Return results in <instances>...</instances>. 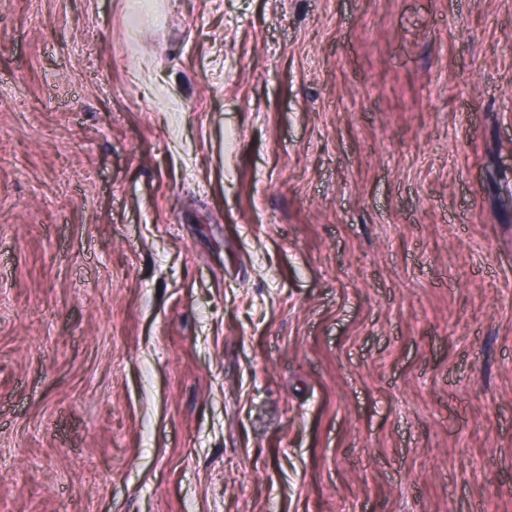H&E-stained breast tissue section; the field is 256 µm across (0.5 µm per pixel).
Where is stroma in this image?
I'll return each mask as SVG.
<instances>
[{
    "mask_svg": "<svg viewBox=\"0 0 512 512\" xmlns=\"http://www.w3.org/2000/svg\"><path fill=\"white\" fill-rule=\"evenodd\" d=\"M0 512H512V0H0Z\"/></svg>",
    "mask_w": 512,
    "mask_h": 512,
    "instance_id": "obj_1",
    "label": "stroma"
}]
</instances>
